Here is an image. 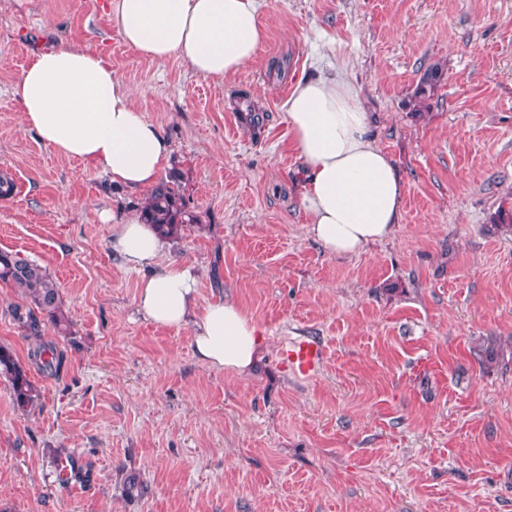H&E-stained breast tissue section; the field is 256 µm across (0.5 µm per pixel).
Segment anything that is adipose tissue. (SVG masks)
I'll return each instance as SVG.
<instances>
[{"label":"adipose tissue","instance_id":"1","mask_svg":"<svg viewBox=\"0 0 512 512\" xmlns=\"http://www.w3.org/2000/svg\"><path fill=\"white\" fill-rule=\"evenodd\" d=\"M124 42L162 63L176 57L196 74L221 79L251 62L266 30L258 0H106ZM25 130L57 155L81 162L131 191L157 184L173 156L162 129L136 108L131 90L100 53L65 43L35 49L12 88ZM284 119L305 172L300 205L306 230L333 256L351 257L391 236L403 187L390 157L367 136L358 91L336 79L298 81ZM98 218L111 248L140 272L136 306L159 327L192 325L197 358L216 370L249 374L259 359L256 324L233 300L198 305L193 268L171 259L166 242L138 216Z\"/></svg>","mask_w":512,"mask_h":512}]
</instances>
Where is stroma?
<instances>
[{"label":"stroma","mask_w":512,"mask_h":512,"mask_svg":"<svg viewBox=\"0 0 512 512\" xmlns=\"http://www.w3.org/2000/svg\"><path fill=\"white\" fill-rule=\"evenodd\" d=\"M100 2L0 0V248L47 268L72 330L46 329L64 362L43 376L0 284V344L42 403L17 408L0 375V512H512V0H258L267 39L221 80L137 53ZM49 26L105 55L171 140L201 216L171 254L199 303L256 323L254 373L207 367L192 327L138 313L98 214L144 192L24 130L12 87ZM318 77L359 90L404 192L394 233L351 258L307 234L288 148L282 105ZM302 337L326 350L308 379L278 361ZM61 449L88 481L61 483ZM443 71L438 65L430 67L420 77L415 88L413 97L419 103L423 104L434 96L439 83L442 80Z\"/></svg>","instance_id":"obj_1"}]
</instances>
